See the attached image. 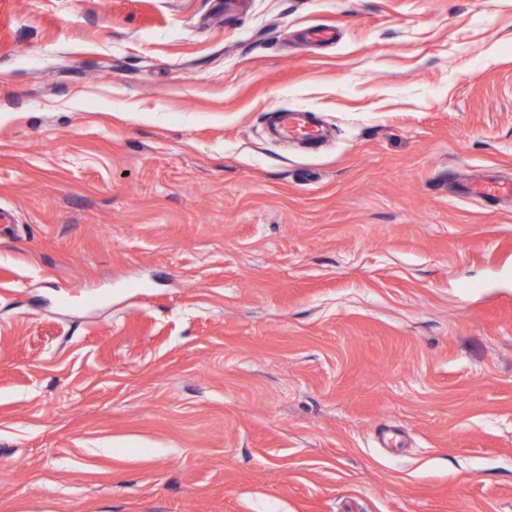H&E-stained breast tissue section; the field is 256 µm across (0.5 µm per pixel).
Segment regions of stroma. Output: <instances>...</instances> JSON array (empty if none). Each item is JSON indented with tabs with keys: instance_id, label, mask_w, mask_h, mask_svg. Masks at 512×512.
I'll return each instance as SVG.
<instances>
[{
	"instance_id": "stroma-1",
	"label": "stroma",
	"mask_w": 512,
	"mask_h": 512,
	"mask_svg": "<svg viewBox=\"0 0 512 512\" xmlns=\"http://www.w3.org/2000/svg\"><path fill=\"white\" fill-rule=\"evenodd\" d=\"M485 179L512 0H0V512H512Z\"/></svg>"
}]
</instances>
